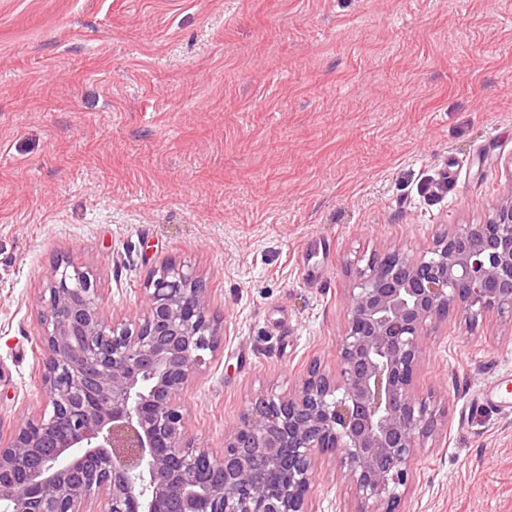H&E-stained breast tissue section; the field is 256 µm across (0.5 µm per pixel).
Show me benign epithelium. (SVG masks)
I'll list each match as a JSON object with an SVG mask.
<instances>
[{"mask_svg": "<svg viewBox=\"0 0 512 512\" xmlns=\"http://www.w3.org/2000/svg\"><path fill=\"white\" fill-rule=\"evenodd\" d=\"M334 370L312 363L287 391L255 399L215 454L185 440L181 396L214 353L220 322L204 281L155 267L141 313L108 321L86 272L55 262L41 296V413L0 432V512H308L317 457L339 454L357 512H400L437 411L414 391L429 331L512 311V192L481 224H457L414 253L395 246L346 268Z\"/></svg>", "mask_w": 512, "mask_h": 512, "instance_id": "obj_1", "label": "benign epithelium"}]
</instances>
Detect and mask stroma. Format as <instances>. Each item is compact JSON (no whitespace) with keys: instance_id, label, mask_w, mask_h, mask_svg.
<instances>
[{"instance_id":"stroma-1","label":"stroma","mask_w":512,"mask_h":512,"mask_svg":"<svg viewBox=\"0 0 512 512\" xmlns=\"http://www.w3.org/2000/svg\"><path fill=\"white\" fill-rule=\"evenodd\" d=\"M511 156L512 0H0V427L44 399L56 259L124 320L173 261L222 326L182 397L221 451L252 400L333 368L347 265L480 223ZM425 349L441 420L401 512H512V411L473 402L512 389V315ZM318 469L310 512H356L336 454Z\"/></svg>"}]
</instances>
